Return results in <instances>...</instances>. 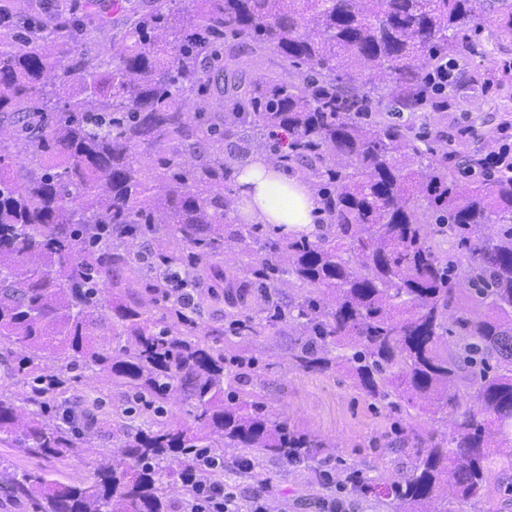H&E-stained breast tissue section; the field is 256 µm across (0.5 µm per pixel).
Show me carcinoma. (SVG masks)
<instances>
[{
    "mask_svg": "<svg viewBox=\"0 0 512 512\" xmlns=\"http://www.w3.org/2000/svg\"><path fill=\"white\" fill-rule=\"evenodd\" d=\"M175 2L133 20L105 65L57 51L85 36L72 18L47 33H0V129L43 158L28 168L0 144V351L18 359L26 387L0 392V447L56 459L97 452L92 430L76 433L58 400L78 362L129 397L115 411L121 458L95 481L13 473L0 480V501L25 500L32 512H177L194 501L189 464L222 482L224 467L211 462L226 448L295 462L323 448L273 418L261 391L228 390L258 374L255 358L213 346L157 268L145 272L147 300L103 298L142 239H164L160 264L188 268L199 285L224 243L258 240L253 224L224 231L230 170L200 146L227 38L274 49L297 81L255 80L212 141L247 123L288 132L275 159L301 167L333 231L252 252L240 271L263 290L264 315L239 310L228 279L211 300H224L228 331L242 339L297 326L303 340L288 351L297 370L344 369L370 398L403 401L414 420L454 413L451 436L427 435L405 476L367 478L359 492L389 512H456L452 478L460 499L479 503L484 470L512 467V166L492 173L495 147L457 154L399 118L440 106L431 75L464 55L468 32L488 25L512 36V0ZM49 72L52 107L38 97ZM373 100L387 101L378 120ZM141 144L158 150L154 183L142 176ZM285 286L307 295L290 304ZM103 327L125 344L99 343ZM174 391L191 407L190 426L165 419ZM25 404L38 410L24 418ZM144 411L147 428L126 424ZM490 430L505 446L497 457L485 451Z\"/></svg>",
    "mask_w": 512,
    "mask_h": 512,
    "instance_id": "obj_1",
    "label": "carcinoma"
}]
</instances>
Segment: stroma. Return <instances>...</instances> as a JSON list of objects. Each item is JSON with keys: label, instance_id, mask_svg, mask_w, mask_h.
Here are the masks:
<instances>
[{"label": "stroma", "instance_id": "stroma-1", "mask_svg": "<svg viewBox=\"0 0 512 512\" xmlns=\"http://www.w3.org/2000/svg\"><path fill=\"white\" fill-rule=\"evenodd\" d=\"M76 5V16L88 34L78 49L86 56L108 58L112 43L120 39L125 27L127 6L114 0H67ZM473 50L462 67L467 76L487 77L488 90L472 99L465 94L453 96L448 108L411 113L415 126L441 133L449 148L474 151L499 135L501 123L512 120V70L503 69L502 60H512V39H495L488 32L473 35ZM235 62L224 68L215 82L220 86L246 83L261 75L280 76V57L267 49L252 54L236 47ZM300 338L289 324H281L268 335L246 341L245 347L256 357L258 375L242 379L248 389L260 387L274 417L289 426L334 444V452H323L315 460L292 463L267 457L263 466L266 484L237 477L239 454L232 449L224 454V468L232 473V487L240 503L263 496L279 512H323L324 500L340 498L346 512H385L378 502L361 497L347 483L350 472L360 476L398 479L409 469L419 446L418 438L431 424L426 419L412 420L403 402L373 400L354 387L343 370L302 372L289 368L288 351ZM71 406L91 410L98 415L111 414L126 401L124 390L109 387L101 374L77 365L69 372L64 388ZM97 454L65 459L33 458L14 448L0 447V464L18 473L37 468L52 472L63 481L91 482L98 473L100 456L118 451L112 430L102 427L95 439ZM486 493L481 503L460 502L459 512H512V470L495 465L485 479Z\"/></svg>", "mask_w": 512, "mask_h": 512}]
</instances>
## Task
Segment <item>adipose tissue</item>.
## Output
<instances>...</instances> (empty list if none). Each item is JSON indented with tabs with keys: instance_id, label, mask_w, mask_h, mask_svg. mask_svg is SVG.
<instances>
[{
	"instance_id": "1",
	"label": "adipose tissue",
	"mask_w": 512,
	"mask_h": 512,
	"mask_svg": "<svg viewBox=\"0 0 512 512\" xmlns=\"http://www.w3.org/2000/svg\"><path fill=\"white\" fill-rule=\"evenodd\" d=\"M236 214L278 235L315 239L323 231L322 206L312 185L280 163L254 157L234 172Z\"/></svg>"
}]
</instances>
